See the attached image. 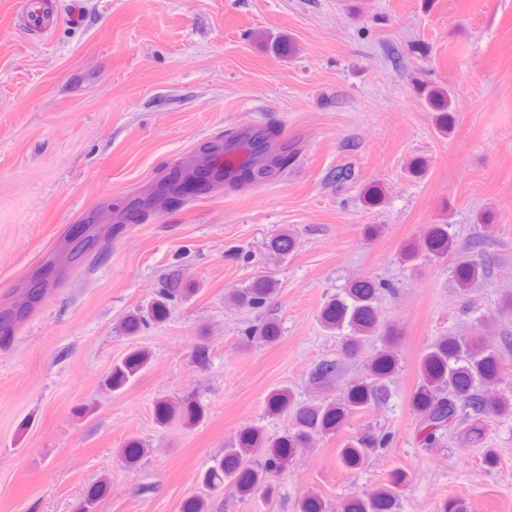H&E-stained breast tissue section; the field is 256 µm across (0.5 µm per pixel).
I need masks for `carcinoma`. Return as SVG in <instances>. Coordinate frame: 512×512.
<instances>
[{
    "label": "carcinoma",
    "mask_w": 512,
    "mask_h": 512,
    "mask_svg": "<svg viewBox=\"0 0 512 512\" xmlns=\"http://www.w3.org/2000/svg\"><path fill=\"white\" fill-rule=\"evenodd\" d=\"M422 95L427 105L438 112V130L446 135L453 128L454 103L448 89L439 85L424 84ZM239 153L236 176L250 179L264 175L262 162L270 158L273 166H284L294 152L281 145H274L268 132H228L225 134L224 151L216 155ZM451 225L434 224L420 245L405 248L403 261L410 263L422 255L444 258L456 255L453 275L458 288L467 291L486 276V266L468 259L455 247ZM296 240L286 230L270 238L267 250L278 257L294 251ZM279 291L278 280L259 276L248 286L227 296L235 306L257 311L267 307ZM182 294V289L170 286L157 293L147 309L126 317L123 330L128 335L138 333L151 322L167 318L169 304ZM379 288L374 281H354L344 293L327 301L320 312V322L330 331L345 332L344 346L350 355L357 354L368 345L379 343L366 368V376L352 382L340 398H323L307 403L296 402L288 388L273 390L267 398V410L272 414L290 417V424L280 434L269 435L258 426H249L224 446V454L202 471L199 482L208 496L187 498L181 512H206L207 497L224 492L229 485L240 495L262 491L275 493L272 477L282 472L300 450L309 448L319 437L336 432L343 421L355 414L375 408L388 394L389 382L396 372L399 332L385 323L377 304ZM268 343L280 336L276 321L267 319L246 339L254 334ZM151 361L150 353L143 348L131 350L112 367L105 387L117 391L126 386ZM504 357L499 349L490 348L476 339L444 335L436 337L427 347L420 364V380L411 395V406L417 418V438L420 444L436 447L448 439L463 440L473 445L483 443L486 418L495 416L512 419V390L501 391L495 397L487 390L503 381ZM157 423L166 426L176 420L195 425L205 417V407L196 400L173 403L160 400L156 403ZM388 436L365 432L346 440L338 451L341 465L346 469L361 468L374 448L386 445ZM144 454L142 444L135 440L126 442L122 459L133 468ZM406 481L402 471L396 472L390 482L374 491L350 498L343 505V512H396L398 491ZM108 489L107 480L94 486L81 502L78 512H94L99 499ZM297 512H326L324 501L317 495L303 497Z\"/></svg>",
    "instance_id": "carcinoma-1"
}]
</instances>
